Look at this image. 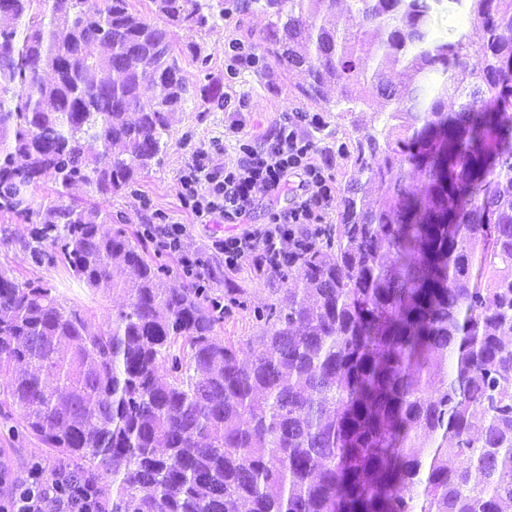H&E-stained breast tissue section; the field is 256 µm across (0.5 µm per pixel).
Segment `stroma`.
<instances>
[{
    "label": "stroma",
    "mask_w": 512,
    "mask_h": 512,
    "mask_svg": "<svg viewBox=\"0 0 512 512\" xmlns=\"http://www.w3.org/2000/svg\"><path fill=\"white\" fill-rule=\"evenodd\" d=\"M224 5L225 15L214 17L202 32H181L180 38L197 43L203 56L202 61L185 64L183 77L186 83L195 88L206 84L221 86L225 104L196 99L188 102L185 111L175 113L161 165L142 174L136 183L114 195L107 207L112 212V223L117 227L142 230L156 211L164 213L170 221L186 225V251L202 259L206 282L216 281L221 288L242 291L243 305L231 306L224 312L225 335L238 339L256 335V312L264 308L272 288L278 287L279 282L256 275L247 266L234 272L225 271L223 259L209 251V239L223 234V225L196 223L179 198L180 174L193 151L218 140L224 145L223 162H233L237 130L256 137L268 135L274 131L283 113L308 112L319 115L321 119L319 127L308 131L315 145V158L330 165L336 186L344 187L355 172L347 157L352 135L348 121L341 113L333 111L328 103L310 102L299 97L294 91L299 75H288L269 59L259 68L228 71L230 44L236 41L247 45L256 42L265 31L269 16L257 8L235 11L234 0H224ZM30 230V224L21 220L9 224L8 234L12 243L6 248L0 246V266L13 269L20 279H38L45 286L58 289L68 304L86 311L92 325L100 326L107 322L113 310L120 305V296L68 284L62 269L35 264L21 248ZM11 424L8 408L0 406V448L7 451L8 467L14 475L20 476L24 474L28 461L45 455L46 450L30 436L9 438L7 430Z\"/></svg>",
    "instance_id": "35a3bbf8"
}]
</instances>
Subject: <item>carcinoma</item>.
<instances>
[{
  "label": "carcinoma",
  "mask_w": 512,
  "mask_h": 512,
  "mask_svg": "<svg viewBox=\"0 0 512 512\" xmlns=\"http://www.w3.org/2000/svg\"><path fill=\"white\" fill-rule=\"evenodd\" d=\"M0 0V223L125 303L89 324L0 269L16 422L91 481L96 512H506L512 507V0H240L307 100L382 128L350 142L336 223L224 337V294L175 285L105 202L162 163L195 98L207 0ZM409 74L398 87L388 77ZM152 95H143L144 89ZM51 181L52 197L35 204ZM435 19V28L437 31L442 33L444 38H448V40H453L457 31L461 28H464L469 32V35L477 40L481 37L482 32L480 29L476 27H472L465 20H454L453 18L448 17V12L445 11H436L434 14Z\"/></svg>",
  "instance_id": "carcinoma-1"
}]
</instances>
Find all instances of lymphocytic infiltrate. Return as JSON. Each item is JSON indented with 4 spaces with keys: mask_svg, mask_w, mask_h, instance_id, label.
I'll use <instances>...</instances> for the list:
<instances>
[{
    "mask_svg": "<svg viewBox=\"0 0 512 512\" xmlns=\"http://www.w3.org/2000/svg\"><path fill=\"white\" fill-rule=\"evenodd\" d=\"M319 123L318 117L292 113L261 140L240 137L231 165L216 159L221 143L193 152L180 175L185 208L197 223L221 219L241 227L211 243L223 255L225 270L248 263L267 274L287 273L298 251L310 246L325 224L336 206L335 180L328 165L314 161V144L302 132L303 126ZM293 177L299 190L293 205L272 211L268 223L250 227L255 199L278 197ZM90 498L85 487L40 483L28 497L13 501L10 512H83Z\"/></svg>",
    "mask_w": 512,
    "mask_h": 512,
    "instance_id": "1",
    "label": "lymphocytic infiltrate"
}]
</instances>
